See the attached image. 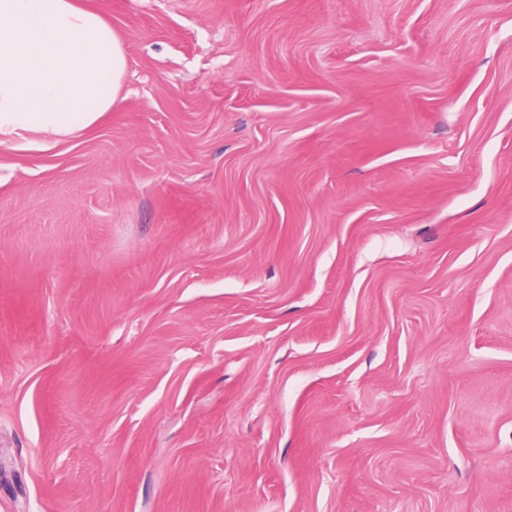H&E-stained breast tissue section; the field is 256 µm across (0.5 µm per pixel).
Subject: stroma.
Instances as JSON below:
<instances>
[{"label": "stroma", "instance_id": "35a3bbf8", "mask_svg": "<svg viewBox=\"0 0 512 512\" xmlns=\"http://www.w3.org/2000/svg\"><path fill=\"white\" fill-rule=\"evenodd\" d=\"M118 108L0 136V512H512V0H86Z\"/></svg>", "mask_w": 512, "mask_h": 512}]
</instances>
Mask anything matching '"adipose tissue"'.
Listing matches in <instances>:
<instances>
[{"mask_svg": "<svg viewBox=\"0 0 512 512\" xmlns=\"http://www.w3.org/2000/svg\"><path fill=\"white\" fill-rule=\"evenodd\" d=\"M127 69L111 24L82 0H0V134L67 136L120 102Z\"/></svg>", "mask_w": 512, "mask_h": 512, "instance_id": "1", "label": "adipose tissue"}]
</instances>
